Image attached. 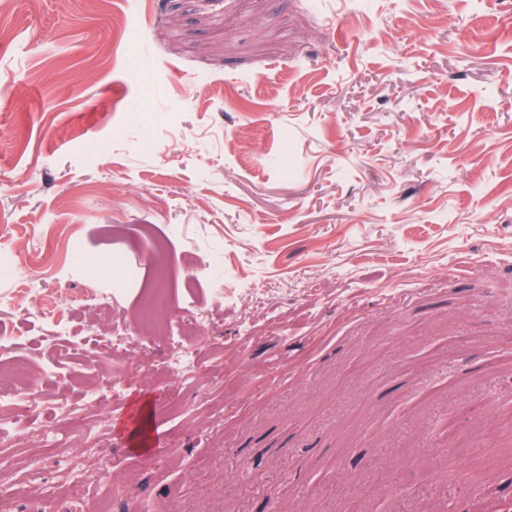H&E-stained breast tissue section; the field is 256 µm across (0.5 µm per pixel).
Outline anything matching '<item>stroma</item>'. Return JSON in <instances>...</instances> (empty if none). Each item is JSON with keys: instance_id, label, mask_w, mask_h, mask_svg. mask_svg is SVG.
I'll return each instance as SVG.
<instances>
[{"instance_id": "1", "label": "stroma", "mask_w": 512, "mask_h": 512, "mask_svg": "<svg viewBox=\"0 0 512 512\" xmlns=\"http://www.w3.org/2000/svg\"><path fill=\"white\" fill-rule=\"evenodd\" d=\"M1 29L0 386L42 397L0 406V481L49 489L16 512L512 499V0H6ZM156 237L177 318L146 340ZM89 355L123 383L96 406ZM39 390V382L37 380L27 378V387L23 390L24 392L0 389V402H13L20 412L17 416L20 417L19 420H22L21 418L23 417V413L31 406L30 398L38 395Z\"/></svg>"}]
</instances>
